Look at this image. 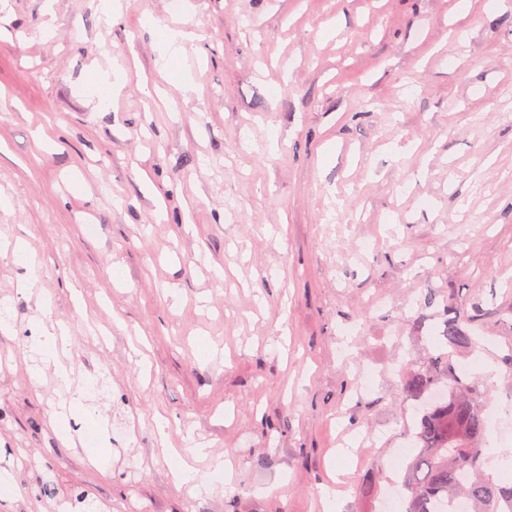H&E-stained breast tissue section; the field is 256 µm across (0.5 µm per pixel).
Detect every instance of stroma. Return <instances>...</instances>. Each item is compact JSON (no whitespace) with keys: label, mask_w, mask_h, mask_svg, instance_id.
I'll return each instance as SVG.
<instances>
[{"label":"stroma","mask_w":512,"mask_h":512,"mask_svg":"<svg viewBox=\"0 0 512 512\" xmlns=\"http://www.w3.org/2000/svg\"><path fill=\"white\" fill-rule=\"evenodd\" d=\"M120 2L0 0V512H375L448 305L512 448V0ZM44 336H42V340L39 342L38 347L34 348L41 355L44 361L51 362L53 361L56 365V370L58 376L64 380L68 381L71 370L67 368L64 364L59 362L57 358V346L58 341L61 342L62 347L65 346V340L61 336H56L54 332V327L51 326V330L47 327H44Z\"/></svg>","instance_id":"obj_1"}]
</instances>
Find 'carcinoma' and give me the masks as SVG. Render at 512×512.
Masks as SVG:
<instances>
[{"label":"carcinoma","mask_w":512,"mask_h":512,"mask_svg":"<svg viewBox=\"0 0 512 512\" xmlns=\"http://www.w3.org/2000/svg\"><path fill=\"white\" fill-rule=\"evenodd\" d=\"M439 336L454 348L476 345L459 312L444 311ZM399 387L415 406L435 390L444 391L441 401L416 410L413 437L418 451L405 464L404 512H453V503L462 496L474 512H512V484L484 476L486 403L480 400L478 382L458 371L449 354L440 353L405 374Z\"/></svg>","instance_id":"obj_1"}]
</instances>
